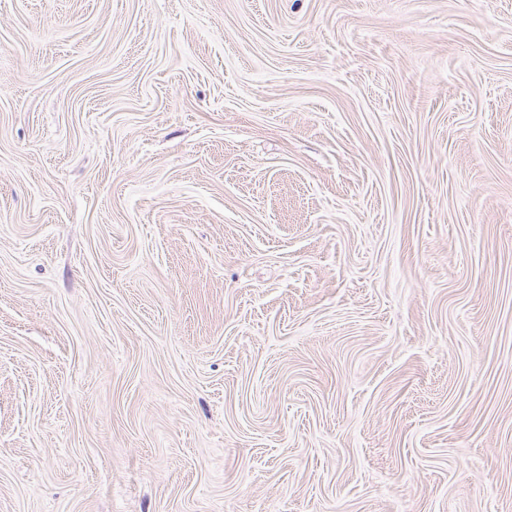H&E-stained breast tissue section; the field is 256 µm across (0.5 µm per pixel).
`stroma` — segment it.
I'll use <instances>...</instances> for the list:
<instances>
[{"instance_id": "stroma-1", "label": "stroma", "mask_w": 512, "mask_h": 512, "mask_svg": "<svg viewBox=\"0 0 512 512\" xmlns=\"http://www.w3.org/2000/svg\"><path fill=\"white\" fill-rule=\"evenodd\" d=\"M0 512H512V0H0Z\"/></svg>"}]
</instances>
